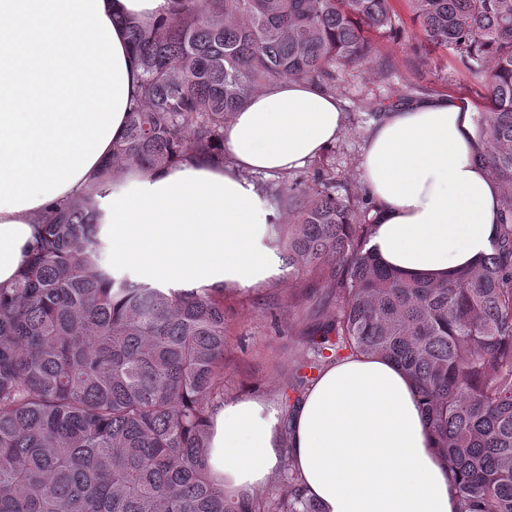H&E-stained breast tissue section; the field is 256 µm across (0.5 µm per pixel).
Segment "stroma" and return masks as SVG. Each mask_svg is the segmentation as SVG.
I'll use <instances>...</instances> for the list:
<instances>
[{
	"label": "stroma",
	"mask_w": 512,
	"mask_h": 512,
	"mask_svg": "<svg viewBox=\"0 0 512 512\" xmlns=\"http://www.w3.org/2000/svg\"><path fill=\"white\" fill-rule=\"evenodd\" d=\"M404 27L397 41L377 40L374 67L342 72L335 97L343 110L344 130L322 154L337 186L365 193L362 160L374 126L362 115L376 109L377 97L401 91V106L438 97L468 103L473 114L487 109V92L478 75L464 70L442 50L423 55L420 33L410 21L405 0H394ZM335 290L318 275L295 271L274 282L224 293L225 401L258 400L279 404L288 376L306 357L304 336L336 311Z\"/></svg>",
	"instance_id": "stroma-1"
}]
</instances>
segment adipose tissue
I'll use <instances>...</instances> for the list:
<instances>
[{"mask_svg":"<svg viewBox=\"0 0 512 512\" xmlns=\"http://www.w3.org/2000/svg\"><path fill=\"white\" fill-rule=\"evenodd\" d=\"M179 0H0V285L19 274L46 210L80 195L125 135L141 68L120 16L156 20ZM343 128L336 97L307 80L257 92L224 125V160L190 158L127 175L99 198L112 261L176 288H250L279 277L264 240L279 215L256 173L300 167ZM472 114L441 97L375 126L363 159L374 202L370 246L393 270L444 277L491 252L498 188L476 161ZM214 471L240 494L290 451L323 512H458L415 389L380 357L328 366L289 435L274 407H218Z\"/></svg>","mask_w":512,"mask_h":512,"instance_id":"ef3b65f1","label":"adipose tissue"}]
</instances>
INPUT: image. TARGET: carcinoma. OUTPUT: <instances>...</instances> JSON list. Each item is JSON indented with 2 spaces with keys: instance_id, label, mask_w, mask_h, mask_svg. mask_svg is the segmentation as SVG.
<instances>
[{
  "instance_id": "1",
  "label": "carcinoma",
  "mask_w": 512,
  "mask_h": 512,
  "mask_svg": "<svg viewBox=\"0 0 512 512\" xmlns=\"http://www.w3.org/2000/svg\"><path fill=\"white\" fill-rule=\"evenodd\" d=\"M121 17L141 74L125 137L79 197L38 223L0 287V512H321L291 456L272 499L231 497L209 427L224 404V289L118 276L97 196L129 170L224 154V123L270 83L368 62L398 33L392 0H182ZM424 41L481 76L480 162L499 189L492 253L446 279H413L367 248L373 220L319 169L284 185L288 266L336 289L283 391L295 402L334 360L381 356L410 377L462 512H512V0H406Z\"/></svg>"
}]
</instances>
